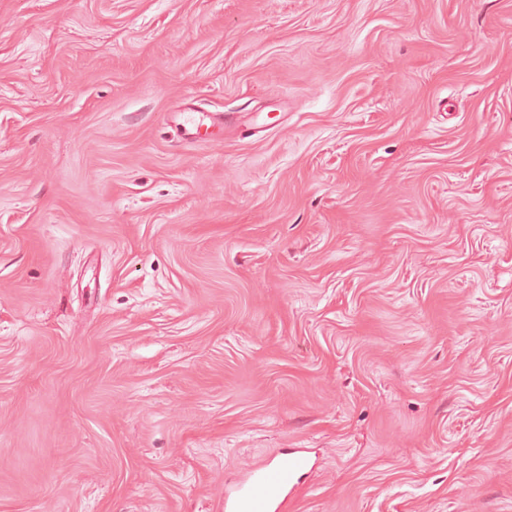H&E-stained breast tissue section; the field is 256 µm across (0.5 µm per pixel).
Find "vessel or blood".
I'll use <instances>...</instances> for the list:
<instances>
[{"instance_id":"b4317fda","label":"vessel or blood","mask_w":512,"mask_h":512,"mask_svg":"<svg viewBox=\"0 0 512 512\" xmlns=\"http://www.w3.org/2000/svg\"><path fill=\"white\" fill-rule=\"evenodd\" d=\"M211 121L209 113L188 112L181 114L179 125L187 140L200 143ZM307 466L304 455L292 452L284 460L253 467L234 495L225 497L224 512H288L294 480Z\"/></svg>"}]
</instances>
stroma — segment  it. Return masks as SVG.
Returning a JSON list of instances; mask_svg holds the SVG:
<instances>
[{"label":"stroma","mask_w":512,"mask_h":512,"mask_svg":"<svg viewBox=\"0 0 512 512\" xmlns=\"http://www.w3.org/2000/svg\"><path fill=\"white\" fill-rule=\"evenodd\" d=\"M294 448L288 512H512V0H0V512ZM214 118L208 112H183L180 114L178 126L184 133L185 139L192 142L204 143L207 139L201 130L208 127V123L214 124Z\"/></svg>","instance_id":"35a3bbf8"}]
</instances>
